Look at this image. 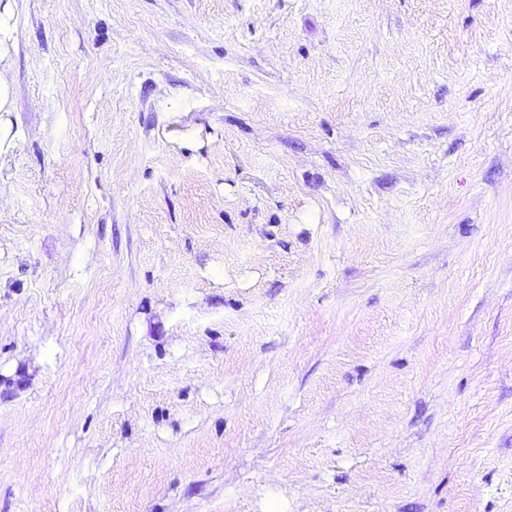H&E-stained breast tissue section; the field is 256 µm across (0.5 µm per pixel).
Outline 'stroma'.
<instances>
[{"instance_id":"35a3bbf8","label":"stroma","mask_w":512,"mask_h":512,"mask_svg":"<svg viewBox=\"0 0 512 512\" xmlns=\"http://www.w3.org/2000/svg\"><path fill=\"white\" fill-rule=\"evenodd\" d=\"M0 512H512V0H0ZM12 47L9 15L3 9L0 13V153L15 146L11 119H4L2 123V114L13 112V86L9 76Z\"/></svg>"}]
</instances>
